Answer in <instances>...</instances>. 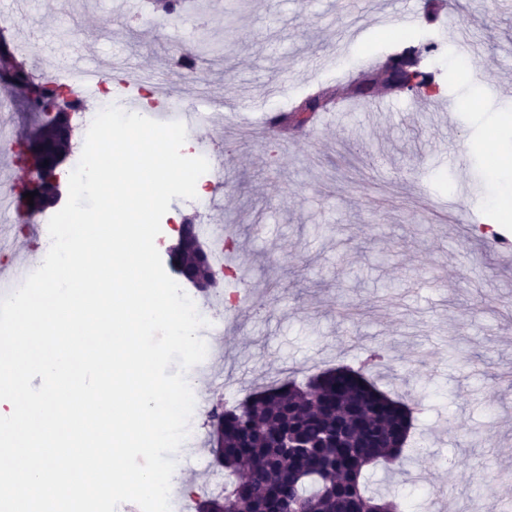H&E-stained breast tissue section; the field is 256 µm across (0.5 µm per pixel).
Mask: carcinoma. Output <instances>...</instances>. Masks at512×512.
Wrapping results in <instances>:
<instances>
[{"instance_id": "carcinoma-1", "label": "carcinoma", "mask_w": 512, "mask_h": 512, "mask_svg": "<svg viewBox=\"0 0 512 512\" xmlns=\"http://www.w3.org/2000/svg\"><path fill=\"white\" fill-rule=\"evenodd\" d=\"M395 54L342 87L320 88L283 120L320 112L340 96L366 100L390 81ZM412 410L382 391L366 368L334 367L300 384L285 377L212 416L209 446L227 471L224 492L194 501V512H226L247 499L252 512H402L409 502L370 490L367 472L390 468L408 443Z\"/></svg>"}]
</instances>
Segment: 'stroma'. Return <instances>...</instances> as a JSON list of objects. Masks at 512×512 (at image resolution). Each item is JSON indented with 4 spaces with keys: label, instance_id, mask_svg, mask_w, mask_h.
<instances>
[{
    "label": "stroma",
    "instance_id": "1",
    "mask_svg": "<svg viewBox=\"0 0 512 512\" xmlns=\"http://www.w3.org/2000/svg\"><path fill=\"white\" fill-rule=\"evenodd\" d=\"M376 5L400 0H190L158 26L153 0H22L38 24L4 37L45 62L76 51L112 76L172 83L184 100L237 103L235 125L209 135L224 188L208 221L231 227L239 265L220 286L239 300L224 312V364L203 379L202 406L380 351L379 388L420 403L412 460L393 464L389 492L414 512H467L478 497L512 512V262L497 246L512 223L487 219L512 192V0H419L421 22L392 28L373 21ZM450 20L468 26L478 56L448 41ZM176 44L202 59L201 80L172 73ZM409 46L435 96L390 93L354 112L338 99L324 126L263 135L254 105L289 111L336 72ZM189 425L199 448L181 471L203 494L224 472L203 416Z\"/></svg>",
    "mask_w": 512,
    "mask_h": 512
}]
</instances>
